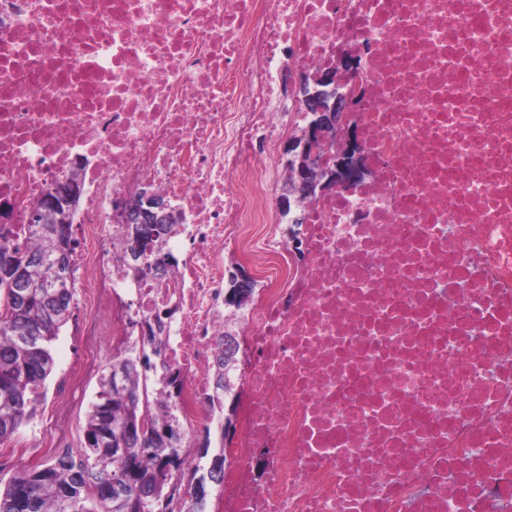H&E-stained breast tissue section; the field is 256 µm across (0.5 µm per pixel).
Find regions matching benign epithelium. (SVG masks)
<instances>
[{
    "mask_svg": "<svg viewBox=\"0 0 512 512\" xmlns=\"http://www.w3.org/2000/svg\"><path fill=\"white\" fill-rule=\"evenodd\" d=\"M336 72L324 71L315 77V85H304L303 106L310 118L299 135L289 138L282 148V158L293 172V183L280 197L284 210L298 209L303 200L333 187L350 189L370 174L365 152L356 129L347 125L346 114L352 109L350 99L335 92ZM336 149L334 167H324L318 154L322 149ZM81 175L71 170L48 190L31 214L35 224L44 217L54 224H68L81 200ZM140 204L134 221L138 224H176L179 215L167 200L152 192L139 195Z\"/></svg>",
    "mask_w": 512,
    "mask_h": 512,
    "instance_id": "1",
    "label": "benign epithelium"
}]
</instances>
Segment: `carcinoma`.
<instances>
[{"mask_svg": "<svg viewBox=\"0 0 512 512\" xmlns=\"http://www.w3.org/2000/svg\"><path fill=\"white\" fill-rule=\"evenodd\" d=\"M33 250L0 237V445L36 410L54 368L49 345L71 316L72 256L77 241L69 224L32 225ZM149 358L114 356L99 377L96 401L87 415L85 446L50 463L17 473L0 490V512H112L103 486L116 481L134 492L150 484L138 512H162L182 439L179 429L158 426L152 415L169 411L165 391L151 397L143 372ZM237 364L221 356L216 400L219 447H224L226 405L237 402Z\"/></svg>", "mask_w": 512, "mask_h": 512, "instance_id": "obj_1", "label": "carcinoma"}]
</instances>
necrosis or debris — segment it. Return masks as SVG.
Listing matches in <instances>:
<instances>
[{"instance_id": "4bbe7bcc", "label": "necrosis or debris", "mask_w": 512, "mask_h": 512, "mask_svg": "<svg viewBox=\"0 0 512 512\" xmlns=\"http://www.w3.org/2000/svg\"><path fill=\"white\" fill-rule=\"evenodd\" d=\"M345 53L371 175L293 224L299 85ZM74 168L71 286L96 311L59 394L150 324L186 435L168 512L228 334L237 426L205 512H512V0H0L9 242L34 246L31 209ZM147 189L181 217L161 274L127 256Z\"/></svg>"}]
</instances>
